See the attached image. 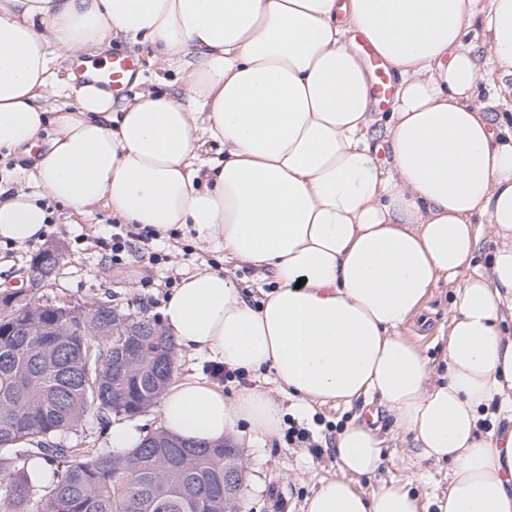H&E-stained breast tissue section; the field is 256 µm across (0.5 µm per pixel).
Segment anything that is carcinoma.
<instances>
[{
	"mask_svg": "<svg viewBox=\"0 0 512 512\" xmlns=\"http://www.w3.org/2000/svg\"><path fill=\"white\" fill-rule=\"evenodd\" d=\"M90 338L80 324L58 335L19 336L0 315V512H239L243 483L238 448H84L65 441L91 412L117 405L134 413L159 402L173 378L158 370L167 336H140L132 376L112 371L111 310L88 309ZM236 486L224 494V470Z\"/></svg>",
	"mask_w": 512,
	"mask_h": 512,
	"instance_id": "cac0c4a2",
	"label": "carcinoma"
}]
</instances>
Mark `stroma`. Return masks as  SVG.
I'll return each instance as SVG.
<instances>
[{
  "instance_id": "stroma-1",
  "label": "stroma",
  "mask_w": 512,
  "mask_h": 512,
  "mask_svg": "<svg viewBox=\"0 0 512 512\" xmlns=\"http://www.w3.org/2000/svg\"><path fill=\"white\" fill-rule=\"evenodd\" d=\"M49 224L42 242L25 245L0 243V293L20 288V271L45 245L59 246L65 260L51 285L36 289L39 301L67 299L76 302L102 301L152 319H160L169 293L167 277L183 278L203 269L223 268L224 254L198 243L191 233L181 231L152 240L142 247L130 239L121 263H113L110 251L101 249V239L111 237L113 220L100 207L80 216L69 215L65 206L49 204ZM451 302L447 285L432 289L420 316L402 330L403 336L421 346L434 361L443 358L444 343L438 338L448 323ZM276 400L284 421L308 427L322 447L321 453L287 444L284 435L268 437L240 427L232 435L234 447L243 451L244 491L241 512H305V502L321 481L336 474V437L351 421L363 419L367 409L377 412L384 438L383 464L375 476L362 479L372 490L380 481L394 479L427 500L447 491L450 463L421 458L413 449L410 435L398 431L385 407L378 402H354L351 407L334 403L300 405L285 394Z\"/></svg>"
}]
</instances>
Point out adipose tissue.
I'll list each match as a JSON object with an SVG mask.
<instances>
[{"label":"adipose tissue","mask_w":512,"mask_h":512,"mask_svg":"<svg viewBox=\"0 0 512 512\" xmlns=\"http://www.w3.org/2000/svg\"><path fill=\"white\" fill-rule=\"evenodd\" d=\"M355 31L396 77L381 128ZM116 39L172 79L117 100L53 67ZM484 59L512 77V0H0V151L45 143L37 192L0 188V242L42 240L51 202L192 233L272 286L254 306L229 270L185 275L162 307L180 348L305 405L378 396L420 456L452 463L431 504L365 492L382 440L350 424L307 512H512V122L475 103ZM442 284L441 374L401 329ZM492 406L508 425L480 434ZM159 414L202 445L282 423L266 390L193 375Z\"/></svg>","instance_id":"obj_1"}]
</instances>
